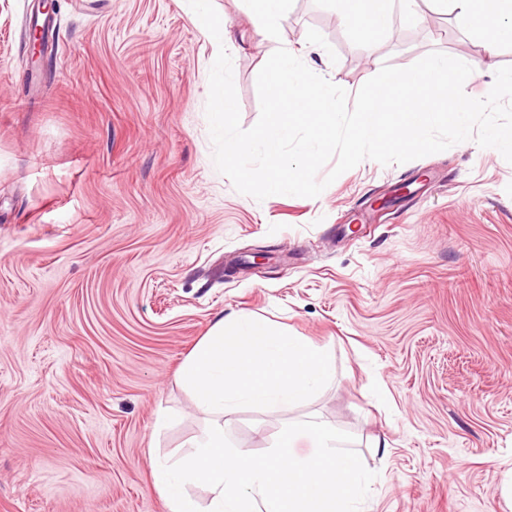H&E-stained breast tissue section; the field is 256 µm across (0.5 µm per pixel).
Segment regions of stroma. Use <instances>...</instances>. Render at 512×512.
<instances>
[{
	"label": "stroma",
	"mask_w": 512,
	"mask_h": 512,
	"mask_svg": "<svg viewBox=\"0 0 512 512\" xmlns=\"http://www.w3.org/2000/svg\"><path fill=\"white\" fill-rule=\"evenodd\" d=\"M39 3L0 0V512H168L151 463L210 423L177 370L242 313L326 347L334 376L225 415L238 448L316 419L376 474L361 512H512V163L471 139L255 200L214 165L218 50L187 0H55L33 63ZM213 4L248 129L267 46L243 0ZM414 17L367 43L332 0H294L281 43L351 96L433 51L472 67L473 98L512 65L429 0Z\"/></svg>",
	"instance_id": "1"
}]
</instances>
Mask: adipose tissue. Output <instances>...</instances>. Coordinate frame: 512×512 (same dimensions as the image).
Instances as JSON below:
<instances>
[{
    "mask_svg": "<svg viewBox=\"0 0 512 512\" xmlns=\"http://www.w3.org/2000/svg\"><path fill=\"white\" fill-rule=\"evenodd\" d=\"M489 47L512 42V0H434ZM339 19L361 35L380 37L389 32L393 15L386 0H336Z\"/></svg>",
    "mask_w": 512,
    "mask_h": 512,
    "instance_id": "ef3b65f1",
    "label": "adipose tissue"
}]
</instances>
